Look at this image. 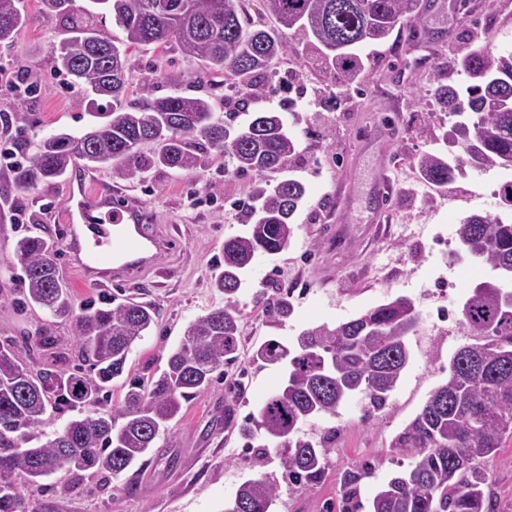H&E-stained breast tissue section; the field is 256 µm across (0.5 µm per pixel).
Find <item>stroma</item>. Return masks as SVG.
Masks as SVG:
<instances>
[{"instance_id": "stroma-1", "label": "stroma", "mask_w": 512, "mask_h": 512, "mask_svg": "<svg viewBox=\"0 0 512 512\" xmlns=\"http://www.w3.org/2000/svg\"><path fill=\"white\" fill-rule=\"evenodd\" d=\"M421 7L422 25L405 19L387 38L359 47L365 69L347 88L322 73L305 43L289 39L286 54L274 63V81L264 85L262 96L248 109L283 113L300 151L289 174L306 185L307 196L295 214L288 249L258 257L244 274L237 359L208 390L183 404L154 448L124 476L105 483L57 473L51 478L54 491L27 490V512H224L241 482L258 474L279 486L275 512H325L338 496L343 471L366 467L361 489L367 500L391 473L407 467V458L392 449L391 440L447 381L455 351L472 341L461 323L463 304L479 282L496 276L461 248L458 225L472 213L512 216L495 194L506 170L470 168L447 189L430 190L413 165L423 153L444 150L442 136L455 123L432 105L433 71L447 66L466 43L512 52V0H422ZM417 26L424 42L414 49L410 38ZM68 32L60 20L35 23L12 42L0 44V68L17 83L40 86L23 103L0 89V134L23 128V151L29 156L50 134L81 133L92 124L93 113L106 106L89 91L66 90L58 81L52 50ZM130 66L131 99L177 90L207 96L216 115L233 109L231 77L200 73L178 54L137 50ZM332 93L337 108L324 111L321 101ZM91 176L144 202L149 230L169 240L163 262L135 273L127 284L86 283L65 248L60 216L68 205L66 183L38 189L22 200L28 223L0 224V341L10 338L19 344L25 335L42 332L67 349L75 347L69 321L13 301L27 285L16 244L39 235L52 245L59 278L77 303L121 302L132 295L153 305L155 325L133 345L126 367L143 374L161 372L187 326L224 303L213 285L224 261L222 247L225 238L244 231L230 204L248 197L255 177L225 171L224 157L216 151L198 174L153 168L127 179L104 167ZM380 178L393 191L376 217L372 190ZM189 192L211 195L212 200L188 207ZM277 294L288 295L294 311L274 322L267 318L265 304ZM402 295L414 301L420 321L407 337L410 361L385 406L373 409L365 395L356 394L335 415L301 427L302 434L314 438L336 431L320 483L306 489L289 484L278 454L256 462L253 449L225 429L224 389L229 382L245 378L236 405L242 418L256 412L283 379V365L253 361L255 343L273 336L292 346L312 325H333ZM481 467L496 512H512V440ZM69 482L74 485L70 491L65 488Z\"/></svg>"}]
</instances>
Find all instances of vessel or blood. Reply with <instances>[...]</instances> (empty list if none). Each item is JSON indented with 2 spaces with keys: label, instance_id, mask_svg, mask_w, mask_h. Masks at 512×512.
Masks as SVG:
<instances>
[{
  "label": "vessel or blood",
  "instance_id": "obj_1",
  "mask_svg": "<svg viewBox=\"0 0 512 512\" xmlns=\"http://www.w3.org/2000/svg\"><path fill=\"white\" fill-rule=\"evenodd\" d=\"M67 197L68 250L87 281L104 284L157 266L167 242L145 231L140 200L88 190L80 172L74 174Z\"/></svg>",
  "mask_w": 512,
  "mask_h": 512
}]
</instances>
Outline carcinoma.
Returning a JSON list of instances; mask_svg holds the SVG:
<instances>
[{"label":"carcinoma","mask_w":512,"mask_h":512,"mask_svg":"<svg viewBox=\"0 0 512 512\" xmlns=\"http://www.w3.org/2000/svg\"><path fill=\"white\" fill-rule=\"evenodd\" d=\"M112 14L124 33L115 43L104 32L84 25L71 12L72 0H42L39 17L63 18L71 36L53 50L57 70L71 85L111 98L105 121L74 136L47 138L27 162L0 175V220L14 202L67 175L76 161L88 168L108 165L134 178L151 167L196 173L210 152L224 154V170L265 176L287 169L299 152L298 142L280 112H254L235 130L236 113L214 117L210 99L171 94L126 101L130 87L128 53L144 46L172 50L206 71L236 78L240 97L265 82L273 62L287 48L288 31L316 51L322 68L349 86L363 69L358 45L386 38L404 18L418 15L419 0H263L276 29L252 25L237 0H169L167 10L148 9L150 0H95ZM20 0H0V41L14 39L31 16ZM470 79L465 90L451 73ZM434 106L465 118L455 124L462 154L424 153L416 160L420 178L439 189L474 168L512 171V53L495 54L485 46L467 45L446 71L436 74ZM156 144L145 155L142 147ZM307 189L285 176L275 184L255 187L250 204L240 210L243 234L224 240V271L215 287L224 306L191 322L185 338L170 354L166 368L148 378L125 374L132 346L155 325L150 305L127 301L115 307L94 303L76 306L57 274L45 239L27 236L16 245L27 288L22 303L70 321L86 369L66 367L65 352L51 336L27 337L25 349L38 350L46 367L31 372L19 351L0 346V512H26L24 490L42 487L60 472L81 478H119L154 447L160 432L181 412L182 403L209 389L214 373L234 361L242 340L241 311L236 295L242 273L260 255L286 250L294 217ZM460 244L473 257L512 281V221L471 214L457 229ZM293 313L284 294L268 299L266 315L274 320ZM462 324L477 342L460 347L448 381L437 387L422 409L391 441L410 459L392 473L372 498L362 502L364 469L340 478L338 512H494L492 494L480 464L512 438V290L499 282H482L466 300ZM420 321L412 299L397 297L335 325L312 326L290 348L268 339L253 358L265 364L286 363L288 376L265 397L257 413L239 422L237 384L224 399V427L253 447L260 434L282 457L291 485L308 488L327 470L328 437L299 435L300 425L321 415H334L349 396L361 393L374 409L388 395L410 360L406 337ZM124 377L125 394L111 403L112 381ZM82 408L53 436L42 439L39 428L52 409ZM121 426H116L117 421ZM279 498L267 476L243 481L224 512H271Z\"/></svg>","instance_id":"cac0c4a2"}]
</instances>
